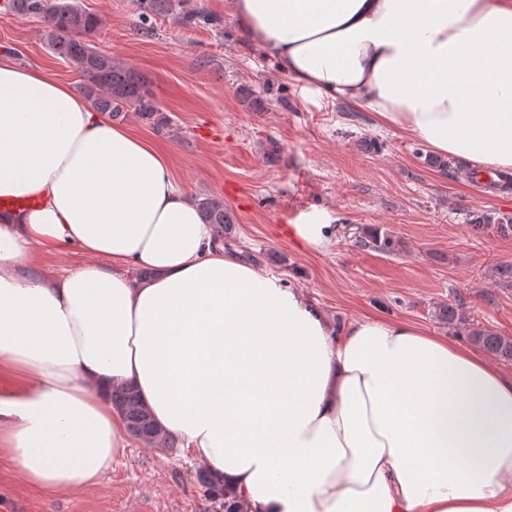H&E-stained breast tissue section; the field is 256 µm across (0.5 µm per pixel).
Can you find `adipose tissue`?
<instances>
[{
	"mask_svg": "<svg viewBox=\"0 0 512 512\" xmlns=\"http://www.w3.org/2000/svg\"><path fill=\"white\" fill-rule=\"evenodd\" d=\"M302 91L512 172V0H232ZM0 452L99 483L134 388L250 512H512V375L412 323L330 325L224 248L157 144L0 58ZM92 256L50 277L36 247ZM147 271L146 279L131 268Z\"/></svg>",
	"mask_w": 512,
	"mask_h": 512,
	"instance_id": "1",
	"label": "adipose tissue"
}]
</instances>
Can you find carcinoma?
Here are the masks:
<instances>
[{
	"label": "carcinoma",
	"instance_id": "obj_1",
	"mask_svg": "<svg viewBox=\"0 0 512 512\" xmlns=\"http://www.w3.org/2000/svg\"><path fill=\"white\" fill-rule=\"evenodd\" d=\"M13 3L12 14L34 17L43 22L49 49L78 73V89L96 110L111 119L131 110L148 122L155 120L159 109L144 79L93 45L92 36L100 28V20L95 14L83 9L78 0H13ZM140 4L145 18L176 9L174 0H140ZM198 208L205 223L213 225L220 233L224 232V225L231 223L224 210V202L217 198L199 200ZM491 225L503 233L512 231L511 223L501 219L496 221L490 216L478 217L471 228L481 233ZM366 243L382 252L393 248L392 238L376 229L372 231L371 241L360 240V244ZM469 340L491 356L512 360V339L490 331L473 330L469 333ZM111 402L133 438L156 448L176 447L174 437L157 426L149 409L131 387H112ZM198 483L208 497L224 499V512H247L236 497L226 496L209 471L199 472Z\"/></svg>",
	"mask_w": 512,
	"mask_h": 512
}]
</instances>
